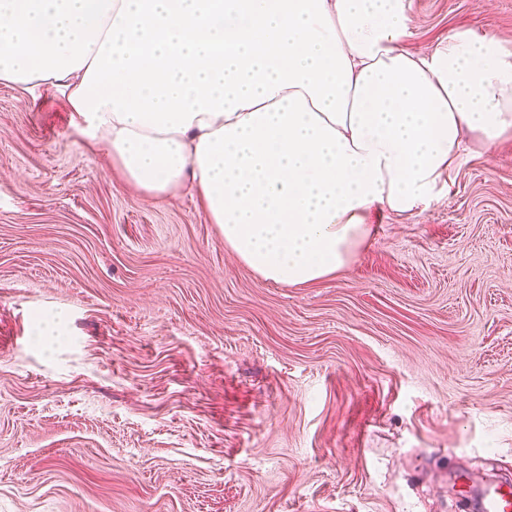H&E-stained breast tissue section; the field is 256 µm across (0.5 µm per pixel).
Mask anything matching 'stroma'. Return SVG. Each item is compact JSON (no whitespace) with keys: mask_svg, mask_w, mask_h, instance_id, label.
Wrapping results in <instances>:
<instances>
[{"mask_svg":"<svg viewBox=\"0 0 512 512\" xmlns=\"http://www.w3.org/2000/svg\"><path fill=\"white\" fill-rule=\"evenodd\" d=\"M418 50L512 0H408ZM304 287L0 83V512H474L512 477V138Z\"/></svg>","mask_w":512,"mask_h":512,"instance_id":"1","label":"stroma"}]
</instances>
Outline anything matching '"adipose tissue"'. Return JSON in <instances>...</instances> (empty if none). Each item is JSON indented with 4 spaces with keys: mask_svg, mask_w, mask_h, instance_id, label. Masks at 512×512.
Returning <instances> with one entry per match:
<instances>
[{
    "mask_svg": "<svg viewBox=\"0 0 512 512\" xmlns=\"http://www.w3.org/2000/svg\"><path fill=\"white\" fill-rule=\"evenodd\" d=\"M407 0H0V82L64 94L126 182L189 187L264 279L342 269L377 208L413 212L463 145L512 136V50L403 45Z\"/></svg>",
    "mask_w": 512,
    "mask_h": 512,
    "instance_id": "1",
    "label": "adipose tissue"
}]
</instances>
